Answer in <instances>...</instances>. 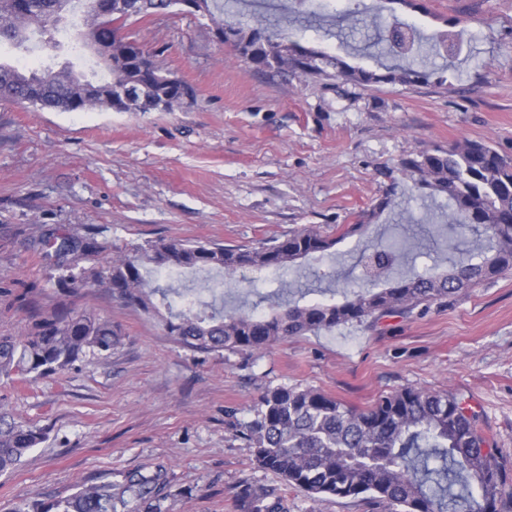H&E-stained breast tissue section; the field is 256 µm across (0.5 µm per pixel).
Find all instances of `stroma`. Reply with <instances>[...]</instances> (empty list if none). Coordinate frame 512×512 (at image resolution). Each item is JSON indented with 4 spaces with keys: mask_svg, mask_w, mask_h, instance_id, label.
<instances>
[{
    "mask_svg": "<svg viewBox=\"0 0 512 512\" xmlns=\"http://www.w3.org/2000/svg\"><path fill=\"white\" fill-rule=\"evenodd\" d=\"M334 36L305 17L292 40L378 70L364 23L399 18L424 32L466 28L474 55L446 84L341 85L255 72L215 37L210 21L172 9L130 21L129 34L163 49L162 63L191 85L171 112L41 111L0 101V336L24 334L38 314L85 310L119 325L120 344L66 371L25 383L0 377V412L44 428L46 440L0 475V512L92 484L112 486L114 512H242V485L275 486L285 512H383L361 498L309 501L258 469L240 432L267 385L312 386L364 409L404 387L471 397L480 428L512 459V271L422 314H394L287 338L249 355L202 353L157 316L69 275L103 270L118 253L157 239L255 247L314 225L336 254L303 262L290 299L320 298L353 281L365 240L408 237L428 203L400 170L426 148L482 139L512 157V0H320ZM405 190L363 238L342 225L370 210L387 185ZM67 233L96 253L45 257L41 242ZM265 271L241 270L225 307L269 311ZM160 475L159 499L128 488L133 472Z\"/></svg>",
    "mask_w": 512,
    "mask_h": 512,
    "instance_id": "stroma-1",
    "label": "stroma"
}]
</instances>
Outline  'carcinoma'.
<instances>
[{
    "instance_id": "obj_1",
    "label": "carcinoma",
    "mask_w": 512,
    "mask_h": 512,
    "mask_svg": "<svg viewBox=\"0 0 512 512\" xmlns=\"http://www.w3.org/2000/svg\"><path fill=\"white\" fill-rule=\"evenodd\" d=\"M72 0H0V42L27 53L42 51L46 61L25 69L0 61V99L29 103L42 109L77 112L105 108L114 87L132 90L142 85L154 97L132 99L127 112L171 111L192 99L188 85L158 60L137 39L123 32L127 22L178 6L179 0H112V11L98 4L82 11L72 27L57 25ZM299 14L320 21L327 15L313 0H291ZM197 13L207 18L224 40L256 71L275 70L300 74L325 86L341 78L355 85L379 82L415 84L436 77L447 80L448 65L457 58L461 33L424 36L417 29L394 22L375 29L372 46L379 55L394 60L381 64L384 72L357 68L344 58L309 48L272 29L269 19L258 17L243 24L224 12V0H197ZM80 51L96 46L112 50L110 78L93 94L87 88L97 80L94 72H78L54 61L60 45L55 34ZM48 36L32 41L34 34ZM442 64L417 62L422 50ZM414 188L432 200L441 197L448 209H435L434 224L448 226L452 236L422 230L403 249L367 245L356 266L363 284L342 286L341 299L309 302L283 300L269 312L256 314L243 308L226 311L217 302L224 292L205 286L212 302L203 304L195 288H165L152 284L150 273L183 269L215 271L225 277L241 269L274 271L277 296L288 293L282 274L299 272L300 261L324 257L338 243L319 229L306 227L284 239L259 247L233 248L219 243H184L160 239L138 245L111 260L106 271L70 279V287L93 281L112 291L126 305L160 316L168 333L186 347L199 351L255 352L291 336L329 330L349 322L377 321L391 314L410 316L415 310L449 302L483 281L512 270V159L502 156L483 140L464 138L424 150L401 162ZM483 228L485 243L463 247L461 237ZM46 255L58 259L78 250L89 251L92 242L79 243L60 236L41 242ZM442 246L457 255L451 268L434 265L408 275L397 269L420 255ZM167 314H161L156 296ZM112 322L86 311H53L42 315L24 336H0V376L37 379L58 373L88 351L106 355L121 341ZM252 418L241 424L242 435L253 448L257 466L273 473L286 485L311 499L326 496L364 497L386 512H512V484L506 477L507 460L478 429L479 414L470 400L449 391L407 387L383 396L365 409L346 405L313 387L278 384L267 387L254 403ZM46 439L44 429L8 421L0 415V473L15 469L27 453ZM139 496L160 491L158 478L133 475ZM245 512H281L277 489L246 484L237 494ZM9 512H112V485L82 488L48 506L21 499Z\"/></svg>"
}]
</instances>
